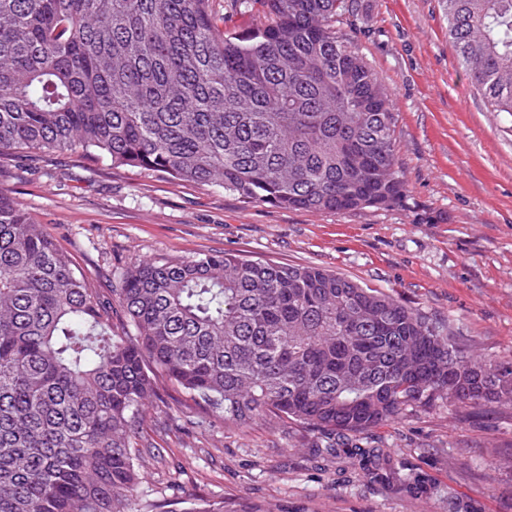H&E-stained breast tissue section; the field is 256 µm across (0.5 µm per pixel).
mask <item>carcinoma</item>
Segmentation results:
<instances>
[{"label": "carcinoma", "instance_id": "cac0c4a2", "mask_svg": "<svg viewBox=\"0 0 512 512\" xmlns=\"http://www.w3.org/2000/svg\"><path fill=\"white\" fill-rule=\"evenodd\" d=\"M443 4L460 65L512 115V0ZM232 6L249 29L213 0H0V159L80 152L246 205H402L390 90L336 31L347 0ZM112 293L0 187V512H154L133 438L161 380L239 429L306 425L314 455L407 498L432 493L425 472L329 436L512 402V361L319 267L199 253L128 266ZM216 7L220 14H224V28L230 27L236 30L247 29L253 22V15L251 13H245L243 10H235L230 6V0H214Z\"/></svg>", "mask_w": 512, "mask_h": 512}]
</instances>
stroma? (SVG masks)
<instances>
[{
	"label": "stroma",
	"instance_id": "35a3bbf8",
	"mask_svg": "<svg viewBox=\"0 0 512 512\" xmlns=\"http://www.w3.org/2000/svg\"><path fill=\"white\" fill-rule=\"evenodd\" d=\"M392 94L395 208L318 213L245 205L220 187L65 154L0 161V186L110 295L126 266L224 252L319 266L448 320L473 354L512 361V115L491 111L458 62L442 0H354L337 26ZM307 427L261 417L239 429L169 383L137 442L158 448L143 487L176 512H512V404L407 407L361 435L427 473L412 499L310 459Z\"/></svg>",
	"mask_w": 512,
	"mask_h": 512
}]
</instances>
